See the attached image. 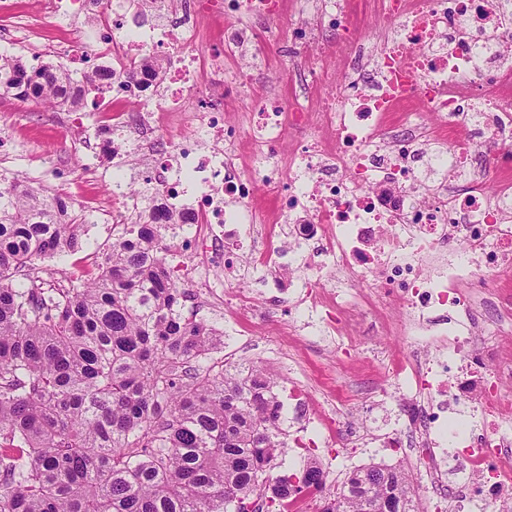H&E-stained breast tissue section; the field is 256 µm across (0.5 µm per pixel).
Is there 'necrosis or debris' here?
Segmentation results:
<instances>
[{
	"label": "necrosis or debris",
	"mask_w": 512,
	"mask_h": 512,
	"mask_svg": "<svg viewBox=\"0 0 512 512\" xmlns=\"http://www.w3.org/2000/svg\"><path fill=\"white\" fill-rule=\"evenodd\" d=\"M34 3L38 16L93 18L95 32L31 52L33 68L91 59L117 76L87 150L180 130L147 171L152 204L180 214L168 268L192 284L191 304L223 308L220 334L241 335L263 304L279 335L307 316L344 352L363 326L405 340L397 401L380 392L318 417L321 441L293 447L390 449L434 512H512V299L500 292L512 284V0H293L292 43L324 57L334 32L343 68L293 65L291 100L269 93L241 113L282 0ZM225 17L242 27L207 44L206 22ZM368 18L379 40L358 35Z\"/></svg>",
	"instance_id": "obj_1"
}]
</instances>
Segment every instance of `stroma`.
I'll list each match as a JSON object with an SVG mask.
<instances>
[{
    "mask_svg": "<svg viewBox=\"0 0 512 512\" xmlns=\"http://www.w3.org/2000/svg\"><path fill=\"white\" fill-rule=\"evenodd\" d=\"M292 14H284L280 23V38L260 57L253 72L255 88L272 91L283 99H290L288 63L289 30ZM72 24L57 18L43 19L39 26L23 30L21 38H0V57L27 58L30 47L44 44L46 39L58 37ZM97 164L111 169L121 165L131 172L137 164L128 152L117 156L92 157L74 147L69 131L64 128L61 108L23 103L12 96L0 95V167L10 169L33 185L61 194L86 222V234L79 252L62 254L40 264L38 275L46 283H54L65 276L80 281L94 271L112 244L111 230L98 224L91 204L108 206L112 203V181L84 180L79 175L83 165ZM248 330L250 360L274 375L278 386L288 384V374L271 360L272 353H288L296 361L299 377L309 388L310 406L315 415H322L327 405L336 411H345L347 403L378 389L394 391L395 384L385 372L387 361L401 359L406 351L404 340L398 336H359V349L340 359L322 341H308L301 336H257L255 324L244 320Z\"/></svg>",
    "mask_w": 512,
    "mask_h": 512,
    "instance_id": "1",
    "label": "stroma"
}]
</instances>
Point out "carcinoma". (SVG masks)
Masks as SVG:
<instances>
[{"label": "carcinoma", "mask_w": 512, "mask_h": 512, "mask_svg": "<svg viewBox=\"0 0 512 512\" xmlns=\"http://www.w3.org/2000/svg\"><path fill=\"white\" fill-rule=\"evenodd\" d=\"M112 73H35L0 61V91L75 108ZM152 210L98 272L45 291L37 262L76 250L85 224L62 197L15 179L0 190V512H254L304 490L318 512H416L402 467L354 471L325 493L318 463L277 474L282 405L256 366L213 357L221 337L180 312Z\"/></svg>", "instance_id": "carcinoma-1"}]
</instances>
